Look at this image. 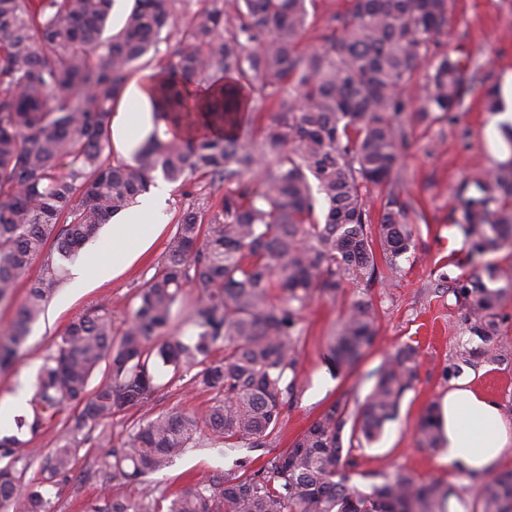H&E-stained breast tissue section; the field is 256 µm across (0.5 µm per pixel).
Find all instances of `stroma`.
I'll use <instances>...</instances> for the list:
<instances>
[{
    "label": "stroma",
    "instance_id": "1",
    "mask_svg": "<svg viewBox=\"0 0 512 512\" xmlns=\"http://www.w3.org/2000/svg\"><path fill=\"white\" fill-rule=\"evenodd\" d=\"M211 0H177L174 22L167 41L161 42L149 67L163 71L170 45L184 28L209 8ZM433 52L458 55L467 52L478 64L475 79L463 94V104L453 120L419 121L414 112L403 119L409 147L400 170L402 198L409 204L414 244L399 261L396 278H388L386 267H379L371 283L347 284L342 294L331 299L316 297L304 310L300 322L298 356V396L282 425L278 448L246 451L223 445H206L187 450L163 471L151 474L144 488L168 506L171 499L195 484L219 478L234 457L246 456L262 465L275 456L334 402L362 400L370 393L373 371L399 347L411 344L419 352L418 379L401 401L396 418L388 422L381 440L352 452V481L367 487L375 473L400 470L424 481L435 480L453 487L466 512H482L471 481L449 471L442 451L420 447L418 420L424 409L440 403L449 389L459 382L471 383L493 398L501 410L512 414V360L500 364L478 363L464 367L459 378L446 379L444 369L459 350L464 329L462 309L451 289L442 286L440 275H468L473 267L469 258L457 265L444 262L440 237L451 234L457 245L467 241L459 228L462 220L456 195L464 185L488 179L499 165L498 154L489 144L488 130L494 115L485 105L488 89L496 87L504 71L512 70V0H452L451 24L441 34ZM193 198L186 188L171 185L165 200L166 223L154 244L120 275L112 273V234L102 229L88 244L84 257L95 258L103 278L91 288H77L74 274H67L55 302L49 303L44 317L32 327L23 358L0 371V431L11 432L19 415L11 399L22 386H34L46 357L53 353L69 321L98 307L111 310L115 325L126 319L134 296L155 272L166 254L175 226L191 206ZM366 297L377 310V340L357 367L339 371L327 359L330 336L347 305ZM213 392L194 387L190 377L163 386L154 398L129 408L113 418L115 436L126 437L131 428L162 413L203 412L212 403ZM103 453L84 447L67 482L49 489L51 512H85L109 480Z\"/></svg>",
    "mask_w": 512,
    "mask_h": 512
}]
</instances>
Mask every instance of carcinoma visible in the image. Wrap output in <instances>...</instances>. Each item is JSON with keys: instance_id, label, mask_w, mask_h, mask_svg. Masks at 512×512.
<instances>
[{"instance_id": "carcinoma-1", "label": "carcinoma", "mask_w": 512, "mask_h": 512, "mask_svg": "<svg viewBox=\"0 0 512 512\" xmlns=\"http://www.w3.org/2000/svg\"><path fill=\"white\" fill-rule=\"evenodd\" d=\"M114 0H0V303L22 282L26 298L0 341V368L20 356L31 328L65 281L83 246L148 192L156 174L171 184L205 182L176 224L167 253L135 295L125 323L95 308L66 327L42 365L29 416L31 436L62 425L41 454L0 434V509L49 512L44 488L72 473L83 445L107 449L112 474L133 484L162 471L203 431L226 448H269L297 395L300 315L315 296L337 297L371 282L382 258L390 275L413 244L395 188L409 145L401 93L448 28L451 0H347L307 52L306 0H214L184 30L164 70L157 119L134 163L112 159L115 104L139 62L159 52L175 0H133L121 28L106 34ZM475 72L449 53L433 56L418 96L420 119L450 118ZM299 96H281L284 86ZM271 99L277 115L254 143L237 134L249 95ZM262 169L257 181L246 174ZM235 189H222L229 183ZM369 184L391 189L376 224L365 208ZM224 196L213 205V194ZM457 200L471 258L512 242V160ZM41 272L27 278L33 260ZM489 262L452 280L467 340L446 377L482 360L501 363V281ZM200 290L179 331L174 307ZM376 311L353 300L329 341L328 360L351 370L375 339ZM223 345L224 355L214 352ZM418 350L400 347L373 373L365 401L339 400L287 448L258 468L237 459L219 481L199 483L167 512H436L452 491L399 471L352 483L354 448L383 434L417 380ZM102 369L95 388L90 380ZM195 368V386L216 392L203 415L162 413L117 443L108 425L161 388L162 373ZM420 446H441L434 406L421 415ZM37 477L25 480L35 461ZM484 512H512V472L480 483ZM86 512H159L152 494L102 493Z\"/></svg>"}]
</instances>
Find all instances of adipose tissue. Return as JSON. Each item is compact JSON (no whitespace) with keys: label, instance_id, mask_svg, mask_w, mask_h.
Masks as SVG:
<instances>
[{"label":"adipose tissue","instance_id":"ef3b65f1","mask_svg":"<svg viewBox=\"0 0 512 512\" xmlns=\"http://www.w3.org/2000/svg\"><path fill=\"white\" fill-rule=\"evenodd\" d=\"M161 78L144 71L126 88L127 103L112 117V147L132 155L144 140L152 122ZM167 187L153 189L140 197L125 214L112 219V268L120 270L145 252L164 223L163 201ZM441 423L445 438L444 460L450 470L484 476L494 472L506 450L512 446L508 426L498 404L483 393L465 387L449 390L442 405Z\"/></svg>","mask_w":512,"mask_h":512}]
</instances>
